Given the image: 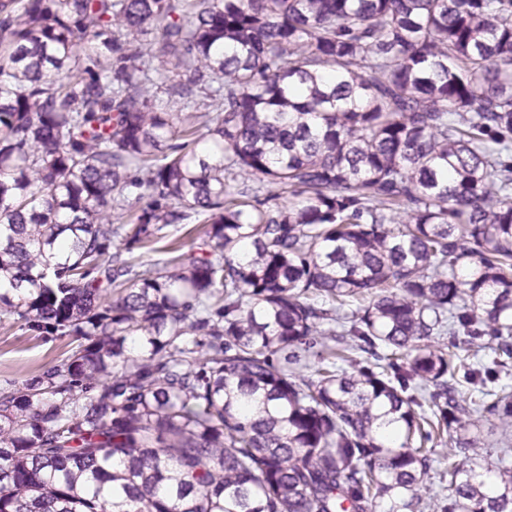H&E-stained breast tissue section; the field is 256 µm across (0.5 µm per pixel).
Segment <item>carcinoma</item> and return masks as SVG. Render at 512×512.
Returning <instances> with one entry per match:
<instances>
[{
    "instance_id": "1",
    "label": "carcinoma",
    "mask_w": 512,
    "mask_h": 512,
    "mask_svg": "<svg viewBox=\"0 0 512 512\" xmlns=\"http://www.w3.org/2000/svg\"><path fill=\"white\" fill-rule=\"evenodd\" d=\"M3 316L0 512H512V0H0ZM20 325L12 319L0 321V387L5 382L21 384L76 345L73 336H34ZM482 439L481 443L484 445H481L482 447H485V449L480 450V453L483 457L477 456L479 459H483L485 457L489 458L490 456L486 455V448L487 450H491L494 452L495 448H503L506 445H508V448H512V437L508 439H504L500 431L498 429V421L494 417H489L487 420H484L482 422Z\"/></svg>"
}]
</instances>
